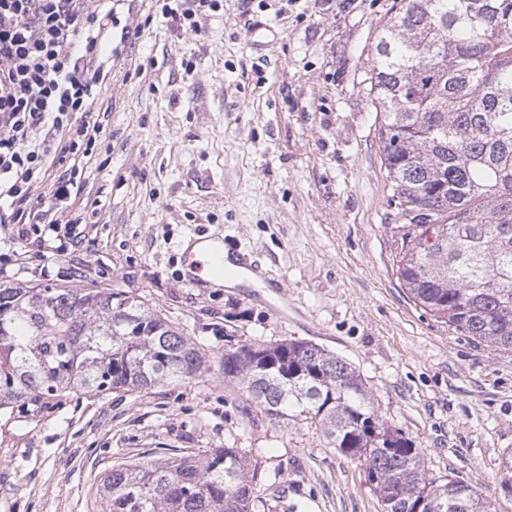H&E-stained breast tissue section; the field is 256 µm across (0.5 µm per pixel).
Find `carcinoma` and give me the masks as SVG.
<instances>
[{
  "label": "carcinoma",
  "mask_w": 512,
  "mask_h": 512,
  "mask_svg": "<svg viewBox=\"0 0 512 512\" xmlns=\"http://www.w3.org/2000/svg\"><path fill=\"white\" fill-rule=\"evenodd\" d=\"M365 81L392 202L431 217L430 233L396 224L398 280L435 321L512 353V0H401ZM208 358L124 292L0 282V410L190 380ZM218 359L269 420H307L360 462L384 512H489L473 487L428 474L347 361L296 340ZM258 470L235 448L118 466L102 512H253Z\"/></svg>",
  "instance_id": "carcinoma-1"
}]
</instances>
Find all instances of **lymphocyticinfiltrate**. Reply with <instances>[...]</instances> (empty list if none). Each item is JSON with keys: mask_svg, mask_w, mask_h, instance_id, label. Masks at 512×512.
<instances>
[{"mask_svg": "<svg viewBox=\"0 0 512 512\" xmlns=\"http://www.w3.org/2000/svg\"><path fill=\"white\" fill-rule=\"evenodd\" d=\"M117 0H0V247L50 248L75 212L48 218L47 199L81 189V159L102 132L94 105L112 73ZM47 187V197L37 196Z\"/></svg>", "mask_w": 512, "mask_h": 512, "instance_id": "obj_1", "label": "lymphocytic infiltrate"}]
</instances>
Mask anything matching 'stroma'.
Returning <instances> with one entry per match:
<instances>
[{
	"label": "stroma",
	"instance_id": "35a3bbf8",
	"mask_svg": "<svg viewBox=\"0 0 512 512\" xmlns=\"http://www.w3.org/2000/svg\"><path fill=\"white\" fill-rule=\"evenodd\" d=\"M394 0H219L199 31L117 8L103 132L60 254L29 246L0 279L139 296L205 349L312 342L351 363L431 476L500 487L512 451V355L416 307L397 278L391 192L365 73ZM129 38H122V30ZM219 238L259 282L186 286L188 242ZM48 266L49 278L38 269ZM235 448L260 467L255 512H383L360 463L303 420L281 427L225 382L29 401L0 412V512H101L121 464Z\"/></svg>",
	"mask_w": 512,
	"mask_h": 512
}]
</instances>
